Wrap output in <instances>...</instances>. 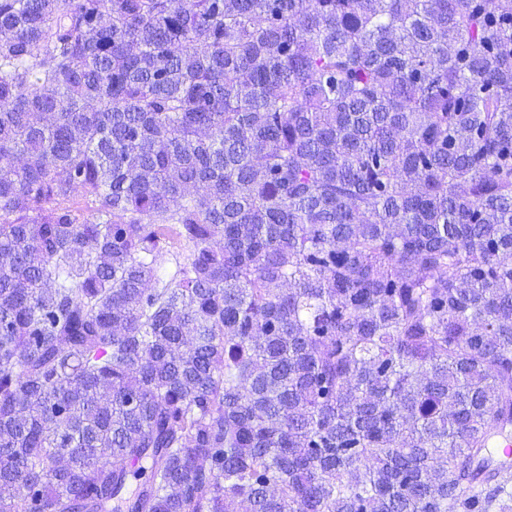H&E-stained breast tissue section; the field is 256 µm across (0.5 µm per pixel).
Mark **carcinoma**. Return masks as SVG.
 Listing matches in <instances>:
<instances>
[{
    "label": "carcinoma",
    "mask_w": 512,
    "mask_h": 512,
    "mask_svg": "<svg viewBox=\"0 0 512 512\" xmlns=\"http://www.w3.org/2000/svg\"><path fill=\"white\" fill-rule=\"evenodd\" d=\"M498 425L512 0H0V512H512Z\"/></svg>",
    "instance_id": "1"
}]
</instances>
